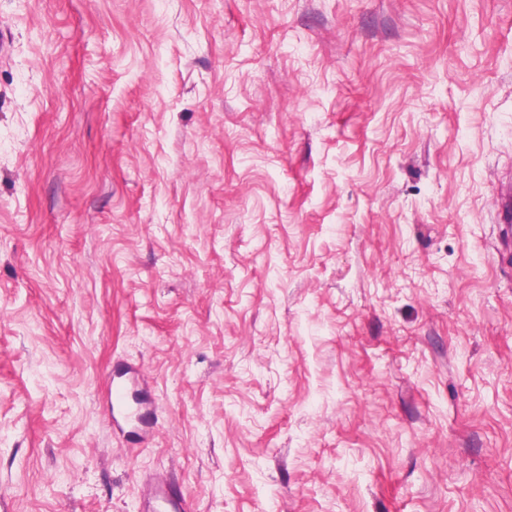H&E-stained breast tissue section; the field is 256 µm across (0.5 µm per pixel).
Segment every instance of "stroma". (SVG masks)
I'll return each mask as SVG.
<instances>
[{"label":"stroma","mask_w":512,"mask_h":512,"mask_svg":"<svg viewBox=\"0 0 512 512\" xmlns=\"http://www.w3.org/2000/svg\"><path fill=\"white\" fill-rule=\"evenodd\" d=\"M1 30L10 512H137L151 475L190 512H512V0H0ZM112 409V425L122 429V423L130 424L140 418L139 410L130 399V386L122 377L113 378L108 389Z\"/></svg>","instance_id":"obj_1"}]
</instances>
